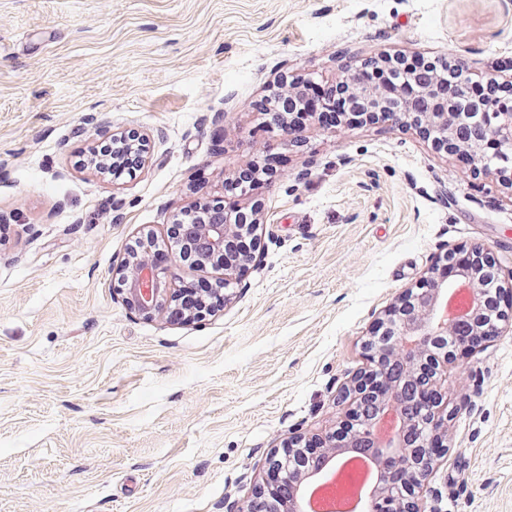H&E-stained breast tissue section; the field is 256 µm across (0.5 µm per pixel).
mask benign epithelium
<instances>
[{
    "label": "benign epithelium",
    "mask_w": 512,
    "mask_h": 512,
    "mask_svg": "<svg viewBox=\"0 0 512 512\" xmlns=\"http://www.w3.org/2000/svg\"><path fill=\"white\" fill-rule=\"evenodd\" d=\"M480 79L470 78L469 111L458 112L457 86L454 83H414L411 94L416 98L415 109L397 112L383 104L386 90L362 86L358 78L348 74L339 80L341 88L351 99H364L380 112L384 123L398 128H415L422 123L440 132L442 140L436 148L447 154L465 152L473 161L474 172L494 178L502 186L512 189V155L504 149L512 147V108L505 109L482 100L476 93ZM278 128L284 145L292 144V128L287 114H277V124H266V129ZM112 141L134 143L139 155L136 166L145 163L147 143L141 137L130 140L128 133L112 134ZM209 205L186 211L177 219L182 227L185 244L174 261L166 268L150 262L155 236L151 231L135 238L127 256L114 270L119 282V294L124 305L133 313L146 318L162 317L171 312V302L178 297L169 288L174 278V268L186 260L199 268H217L223 271L218 281L224 296L240 281L239 266L253 261L251 248L232 253L233 244L240 235L248 232L256 236L259 225L258 210H252L250 223L226 224L219 215L205 214ZM467 250L472 254L471 266L460 277L448 280L437 268L418 286L408 289L401 301L378 318L374 329L382 330L365 340L367 359L365 375L355 377L351 387L336 397V403L347 406L348 422L354 423L359 407L367 401L377 400L378 414L370 421H359L354 439L348 446L336 441L337 433L326 436L321 449L322 466L317 469L300 468L293 463V456L301 446L286 447L270 457L268 469L280 474L288 485L289 501L284 512H298L303 482L323 472L336 457L354 449L367 452L374 458L396 463L401 478V492L393 496L384 488L372 496L371 512H419L416 504L419 489L428 477L444 448L447 447L448 398L444 384L448 369L458 356L470 349L471 337L494 336L499 333V322L506 317L498 310L496 318L487 322L489 301L482 284L492 277L500 289L512 292V283L500 279L496 262L483 245L464 244L440 257L439 263L451 259L454 252ZM464 286L473 292L474 301L467 318L448 316V292ZM431 397L429 406L414 418L407 417L403 406L421 407V401ZM399 416L398 430L386 446L377 445L375 428L388 413Z\"/></svg>",
    "instance_id": "7a95c632"
}]
</instances>
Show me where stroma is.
I'll return each mask as SVG.
<instances>
[{"label":"stroma","instance_id":"1","mask_svg":"<svg viewBox=\"0 0 512 512\" xmlns=\"http://www.w3.org/2000/svg\"><path fill=\"white\" fill-rule=\"evenodd\" d=\"M509 78L512 0H0V512H225L285 443L333 431L372 324L447 250L498 240L512 193L416 130L256 108L381 55ZM133 130L148 162L79 164ZM281 151L257 260L196 325L131 314L112 269L145 230ZM423 512H512V327L448 372Z\"/></svg>","mask_w":512,"mask_h":512}]
</instances>
